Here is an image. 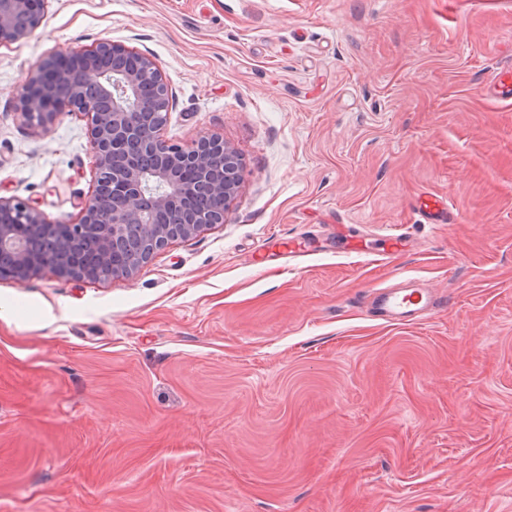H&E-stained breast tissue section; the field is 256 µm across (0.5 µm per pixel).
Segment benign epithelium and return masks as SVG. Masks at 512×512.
I'll return each mask as SVG.
<instances>
[{"instance_id":"benign-epithelium-1","label":"benign epithelium","mask_w":512,"mask_h":512,"mask_svg":"<svg viewBox=\"0 0 512 512\" xmlns=\"http://www.w3.org/2000/svg\"><path fill=\"white\" fill-rule=\"evenodd\" d=\"M48 0H0V43L30 37L46 15ZM135 55L130 70L105 72L100 58ZM171 93L155 59L124 43L102 40L89 49L61 54L38 72L24 78L19 96L22 118L48 128L67 113L88 123L95 160L94 189L77 222L66 225L71 236L96 241L98 264L112 266V277H130L139 264L111 261L112 247L135 228L144 251L141 262L177 238H188L211 224L224 223L237 194L241 169L236 149L224 138L201 136L189 148L171 144L162 131L169 114ZM223 201L220 212L194 211L186 174ZM174 210L184 218L157 224V211ZM18 213L16 224H0V252L10 257V277L18 282L51 268L74 279H93L90 270L69 261L68 248L34 257L31 243L56 225L30 205L0 197V213Z\"/></svg>"}]
</instances>
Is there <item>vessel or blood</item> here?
I'll return each mask as SVG.
<instances>
[{"mask_svg":"<svg viewBox=\"0 0 512 512\" xmlns=\"http://www.w3.org/2000/svg\"><path fill=\"white\" fill-rule=\"evenodd\" d=\"M419 214L429 224L448 221V208L440 199L421 203ZM440 305L438 292L417 281L375 289L370 301L375 316L394 325L413 324L432 315Z\"/></svg>","mask_w":512,"mask_h":512,"instance_id":"obj_1","label":"vessel or blood"}]
</instances>
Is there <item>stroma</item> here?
<instances>
[{"label": "stroma", "mask_w": 512, "mask_h": 512, "mask_svg": "<svg viewBox=\"0 0 512 512\" xmlns=\"http://www.w3.org/2000/svg\"><path fill=\"white\" fill-rule=\"evenodd\" d=\"M103 39L242 182L131 277L0 278V512H512V0H50L0 43V197L54 224L87 122L28 125L21 83ZM409 277L447 304L372 316ZM419 215L428 224L448 223V208L441 199L427 200L419 205Z\"/></svg>", "instance_id": "stroma-1"}]
</instances>
